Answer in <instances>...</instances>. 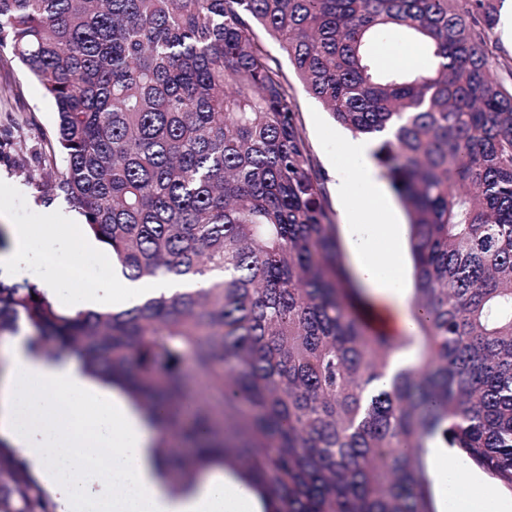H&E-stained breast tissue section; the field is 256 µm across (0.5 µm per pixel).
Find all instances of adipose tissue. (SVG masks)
<instances>
[{
	"label": "adipose tissue",
	"mask_w": 512,
	"mask_h": 512,
	"mask_svg": "<svg viewBox=\"0 0 512 512\" xmlns=\"http://www.w3.org/2000/svg\"><path fill=\"white\" fill-rule=\"evenodd\" d=\"M343 149L356 166L361 204L371 216L386 208L371 163V146L362 139L346 141ZM10 255L0 256V280L17 276L42 253L69 254L72 236L52 235L51 224H13ZM373 240L353 234L358 256L356 277L394 307L398 329L416 331L406 307L403 270L395 246L371 257ZM173 283L151 285L123 280L83 292L81 303L98 311L129 308L148 293L174 292ZM7 367L0 375V438L19 452L27 467L57 505L56 512H265V503L246 490L240 476L221 466L206 468L191 485L174 488L156 454L157 429L118 387L84 372L77 357L53 359L28 349L25 336L4 347ZM111 451L107 471L93 458ZM454 449L438 451L432 472L440 489L455 485L454 501L440 499V512L456 505L458 512H512V498L486 482L480 472H460L453 465Z\"/></svg>",
	"instance_id": "1"
}]
</instances>
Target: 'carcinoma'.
I'll use <instances>...</instances> for the list:
<instances>
[{
    "label": "carcinoma",
    "instance_id": "obj_1",
    "mask_svg": "<svg viewBox=\"0 0 512 512\" xmlns=\"http://www.w3.org/2000/svg\"><path fill=\"white\" fill-rule=\"evenodd\" d=\"M502 0H0V51L57 111L51 191L131 280L182 290L55 309L0 283V335L78 356L194 442L178 479L242 467L268 512H437L433 448L512 489V88ZM373 141L403 205L417 332L359 313L324 177L259 40ZM398 31L427 65L382 62ZM37 299H32V296ZM418 362L390 372L396 352ZM0 512H51L0 438ZM497 31L501 33L503 42L511 50L495 39L493 33L494 40L501 47V52L496 53L494 70L500 81L510 87V84H512V76L510 75V70H512V0H503Z\"/></svg>",
    "mask_w": 512,
    "mask_h": 512
}]
</instances>
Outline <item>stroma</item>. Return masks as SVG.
Returning a JSON list of instances; mask_svg holds the SVG:
<instances>
[{"mask_svg":"<svg viewBox=\"0 0 512 512\" xmlns=\"http://www.w3.org/2000/svg\"><path fill=\"white\" fill-rule=\"evenodd\" d=\"M264 47L287 79L289 99L298 114L311 151L327 178L328 203L334 213L347 268L355 258L349 240L352 223H361L358 191L336 193L337 177L352 178L342 151L347 132L306 90L279 43L264 37ZM56 108L41 85L11 55L0 58V225L38 224L44 213L70 210L64 198L40 192V185L60 176L64 164L51 158Z\"/></svg>","mask_w":512,"mask_h":512,"instance_id":"35a3bbf8","label":"stroma"}]
</instances>
